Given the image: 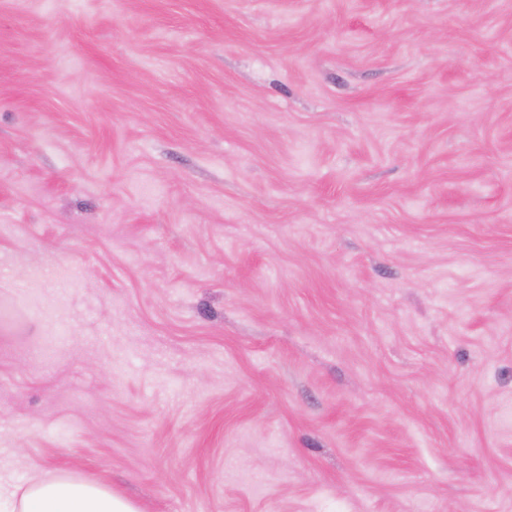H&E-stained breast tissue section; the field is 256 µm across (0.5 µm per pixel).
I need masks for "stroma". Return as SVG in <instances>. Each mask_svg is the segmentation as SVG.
<instances>
[{
  "label": "stroma",
  "instance_id": "1",
  "mask_svg": "<svg viewBox=\"0 0 512 512\" xmlns=\"http://www.w3.org/2000/svg\"><path fill=\"white\" fill-rule=\"evenodd\" d=\"M512 512V0H0V512ZM18 512H139L112 488L66 476L35 477L21 495Z\"/></svg>",
  "mask_w": 512,
  "mask_h": 512
}]
</instances>
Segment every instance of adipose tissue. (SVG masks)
Instances as JSON below:
<instances>
[{
	"label": "adipose tissue",
	"instance_id": "1",
	"mask_svg": "<svg viewBox=\"0 0 512 512\" xmlns=\"http://www.w3.org/2000/svg\"><path fill=\"white\" fill-rule=\"evenodd\" d=\"M17 512H138V509L98 482L39 476L23 492Z\"/></svg>",
	"mask_w": 512,
	"mask_h": 512
}]
</instances>
